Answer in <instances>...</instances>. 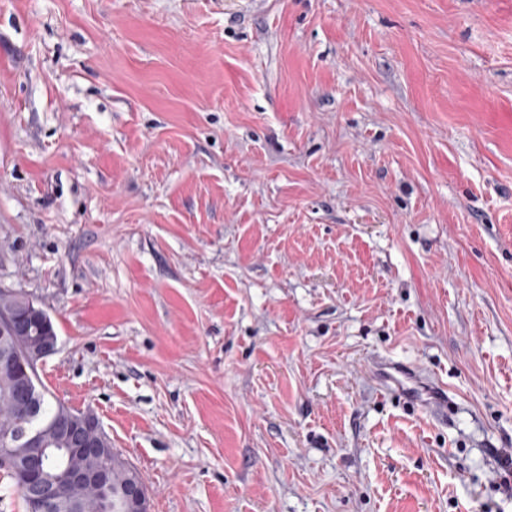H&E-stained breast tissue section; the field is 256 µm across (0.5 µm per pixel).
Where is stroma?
I'll return each mask as SVG.
<instances>
[{
	"label": "stroma",
	"instance_id": "35a3bbf8",
	"mask_svg": "<svg viewBox=\"0 0 512 512\" xmlns=\"http://www.w3.org/2000/svg\"><path fill=\"white\" fill-rule=\"evenodd\" d=\"M0 282L151 512H512V0H0ZM382 369L384 371L382 380L386 387H395L398 392L402 393L406 398L420 402L426 412H431V409L436 404L442 403L448 406V391L446 394L444 387L438 383L427 384V386L406 385L407 380L412 378V370L410 367L401 364L394 367L385 366ZM396 374H398L400 378Z\"/></svg>",
	"mask_w": 512,
	"mask_h": 512
}]
</instances>
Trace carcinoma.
Wrapping results in <instances>:
<instances>
[{"mask_svg": "<svg viewBox=\"0 0 512 512\" xmlns=\"http://www.w3.org/2000/svg\"><path fill=\"white\" fill-rule=\"evenodd\" d=\"M6 314L18 317L19 345L28 351L40 350L50 337L56 335L52 320L46 321L39 316L27 314L14 295L0 293V316ZM15 385V377L0 368V437L6 433H14L18 423L23 421L30 429L46 432V440L51 441L57 423L79 413V410L54 397L42 384L39 392L32 399L27 413L24 414L14 397ZM47 451L43 474L46 478L58 482L63 470L60 449L51 445ZM0 475L11 480L14 490L25 505V512H30V502L24 491L26 475L14 465L2 461H0ZM139 479V473L119 455L112 456V512H123V489L127 483ZM70 495L78 503L74 512H107L104 496L89 485L70 491Z\"/></svg>", "mask_w": 512, "mask_h": 512, "instance_id": "cac0c4a2", "label": "carcinoma"}]
</instances>
